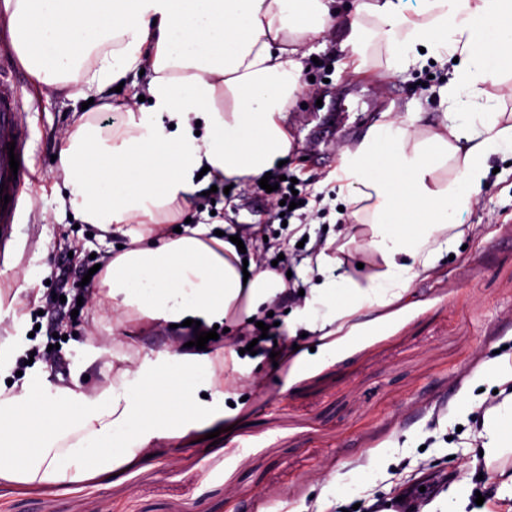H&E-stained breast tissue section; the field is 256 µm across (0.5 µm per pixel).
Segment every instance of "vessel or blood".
I'll use <instances>...</instances> for the list:
<instances>
[{
    "instance_id": "1",
    "label": "vessel or blood",
    "mask_w": 512,
    "mask_h": 512,
    "mask_svg": "<svg viewBox=\"0 0 512 512\" xmlns=\"http://www.w3.org/2000/svg\"><path fill=\"white\" fill-rule=\"evenodd\" d=\"M21 105L19 87L0 75V191L9 196L6 209H0V256L15 241L16 226L24 205L21 186L28 174L25 161L29 135L18 121ZM13 157L20 163L15 171L9 166Z\"/></svg>"
}]
</instances>
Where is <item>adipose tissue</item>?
<instances>
[{
	"label": "adipose tissue",
	"instance_id": "ef3b65f1",
	"mask_svg": "<svg viewBox=\"0 0 512 512\" xmlns=\"http://www.w3.org/2000/svg\"><path fill=\"white\" fill-rule=\"evenodd\" d=\"M334 0H0L22 63L48 86L106 97L129 74L147 72L150 106L126 109L125 130L75 122L58 151L74 219L122 241L92 302L121 313L124 336L161 324L235 326L285 297L273 270L244 264L215 225L163 223L190 213L202 168L224 179H262L287 160L285 123L300 87L295 37L345 26L355 71L373 66L366 18L377 20L390 70L424 58H461L440 93L467 100L436 131L421 115L375 123L345 149L335 179L354 225L308 257L317 278L288 320L310 332L319 356L360 335L364 319L402 302L433 276L465 233L463 217L490 160H512V117L493 111L485 87L512 70V0H361L339 20ZM365 272L346 269L353 253ZM91 394L51 386L39 374L0 382V481L68 484L151 455L157 441H191L224 419V401L254 366L187 347L134 354L100 367ZM483 457L512 450V392L485 412Z\"/></svg>",
	"mask_w": 512,
	"mask_h": 512
}]
</instances>
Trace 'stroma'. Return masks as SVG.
<instances>
[{"label":"stroma","mask_w":512,"mask_h":512,"mask_svg":"<svg viewBox=\"0 0 512 512\" xmlns=\"http://www.w3.org/2000/svg\"><path fill=\"white\" fill-rule=\"evenodd\" d=\"M11 41L0 14V64L23 96L19 120L29 133L28 167L38 200L22 214L13 266L0 279V339L12 335L14 317H25L35 331L31 346L44 352L35 369L62 363L64 372L50 373L49 380L66 385L69 369L89 351L104 361L129 351L118 314L88 306L75 316L69 311L71 282L83 260L107 263L113 239L88 234L63 213L54 191L63 175L51 160L78 112L88 111L97 122L106 112L44 86ZM300 51L302 87L288 114L292 159L282 170L324 194L330 212L312 222L310 235L331 238L347 203L334 179L341 149L357 145L385 112L395 118L428 112L440 119L448 104L438 90L448 70L426 63L393 75L375 39L373 70L353 73L332 31L302 38ZM352 90L366 96L358 114L336 136L310 141L322 116L318 103ZM490 165L466 234L435 276L415 282L411 298L394 314L331 357L313 355L294 368L264 358L261 383L237 386L240 408L226 418L217 442L176 448L160 441L149 458L69 486L0 482V512H372L425 483L430 489L419 496L421 507L443 492L450 512H456L459 492L491 497L502 464L482 469L474 460L483 411L457 405L458 394L478 383L484 401H495L494 353L504 348L512 354V167L495 159ZM245 187L233 184L217 205V221L245 222L251 233L267 221L271 204H255V216L244 220ZM21 288L36 289L38 301H17ZM56 333L62 341L49 348L47 338ZM351 472L361 474L359 487L337 497L336 479Z\"/></svg>","instance_id":"obj_1"}]
</instances>
